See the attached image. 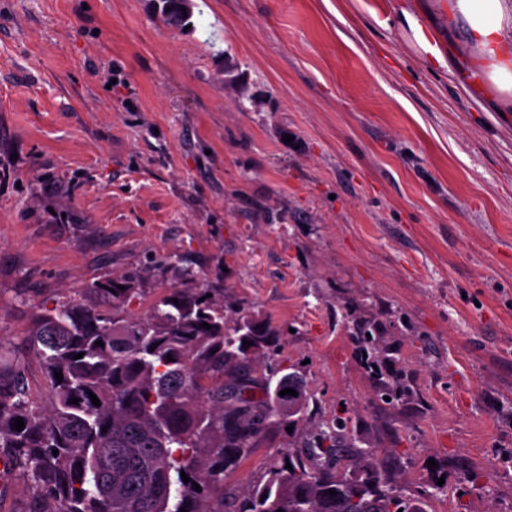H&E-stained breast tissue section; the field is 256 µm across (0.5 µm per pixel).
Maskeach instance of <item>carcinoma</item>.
Returning <instances> with one entry per match:
<instances>
[{"label":"carcinoma","mask_w":512,"mask_h":512,"mask_svg":"<svg viewBox=\"0 0 512 512\" xmlns=\"http://www.w3.org/2000/svg\"><path fill=\"white\" fill-rule=\"evenodd\" d=\"M86 290L110 309L79 301L46 308L28 332L48 407L33 400L23 362L0 342V456L27 478V512H425L391 496L375 454H362L352 474L341 468L347 449L325 431L303 453L283 449L243 498L224 493V481L270 432L297 430L308 415L296 373L257 366L258 355L277 350L279 331L245 308L229 319L203 284L167 289L142 318L121 315L142 300L133 280L95 281ZM246 388L257 397L240 407ZM283 389L297 395L281 396ZM288 400L301 403L298 418L276 421ZM111 492L122 495L120 507Z\"/></svg>","instance_id":"carcinoma-1"}]
</instances>
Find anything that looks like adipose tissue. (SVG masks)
Here are the masks:
<instances>
[{
    "mask_svg": "<svg viewBox=\"0 0 512 512\" xmlns=\"http://www.w3.org/2000/svg\"><path fill=\"white\" fill-rule=\"evenodd\" d=\"M479 53V70L494 88L501 111L512 110V0H448Z\"/></svg>",
    "mask_w": 512,
    "mask_h": 512,
    "instance_id": "adipose-tissue-1",
    "label": "adipose tissue"
}]
</instances>
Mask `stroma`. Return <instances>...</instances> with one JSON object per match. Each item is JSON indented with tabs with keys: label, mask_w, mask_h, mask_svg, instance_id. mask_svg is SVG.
I'll list each match as a JSON object with an SVG mask.
<instances>
[{
	"label": "stroma",
	"mask_w": 512,
	"mask_h": 512,
	"mask_svg": "<svg viewBox=\"0 0 512 512\" xmlns=\"http://www.w3.org/2000/svg\"><path fill=\"white\" fill-rule=\"evenodd\" d=\"M474 56L448 0H0V340L35 401L42 308L131 276L140 317L188 266L310 399L234 494L341 418L426 512H512V116Z\"/></svg>",
	"instance_id": "obj_1"
}]
</instances>
